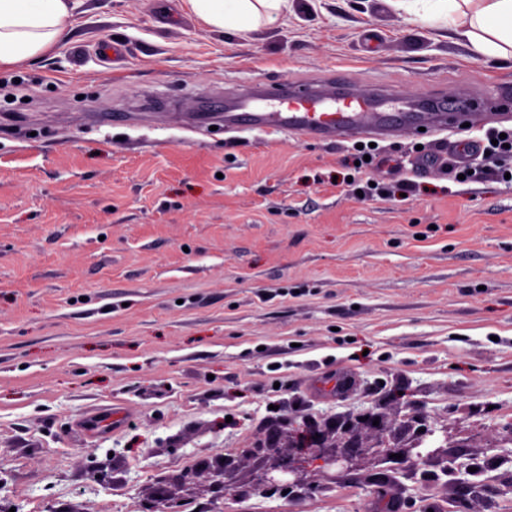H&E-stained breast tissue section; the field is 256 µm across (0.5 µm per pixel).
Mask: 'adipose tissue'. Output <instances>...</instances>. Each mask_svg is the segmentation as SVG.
Instances as JSON below:
<instances>
[{"label": "adipose tissue", "mask_w": 512, "mask_h": 512, "mask_svg": "<svg viewBox=\"0 0 512 512\" xmlns=\"http://www.w3.org/2000/svg\"><path fill=\"white\" fill-rule=\"evenodd\" d=\"M413 23L452 32L484 64L512 61V0H381ZM212 29L247 33L291 12L293 0H187ZM81 0H0V66L43 56L71 31Z\"/></svg>", "instance_id": "1"}]
</instances>
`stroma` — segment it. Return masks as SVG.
<instances>
[{
	"label": "stroma",
	"mask_w": 512,
	"mask_h": 512,
	"mask_svg": "<svg viewBox=\"0 0 512 512\" xmlns=\"http://www.w3.org/2000/svg\"><path fill=\"white\" fill-rule=\"evenodd\" d=\"M336 71L488 113L360 170L352 141L187 128ZM499 112L512 62L381 0H296L246 34L184 0H83L66 40L0 69V512H374L379 475L414 512L461 481L465 512H512V181L455 150ZM337 374L352 391H318ZM98 411L122 420L84 429ZM366 411L382 428L350 429ZM310 423L343 431L335 480L269 491Z\"/></svg>",
	"instance_id": "35a3bbf8"
}]
</instances>
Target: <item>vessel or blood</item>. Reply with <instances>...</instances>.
Returning a JSON list of instances; mask_svg holds the SVG:
<instances>
[{
	"label": "vessel or blood",
	"mask_w": 512,
	"mask_h": 512,
	"mask_svg": "<svg viewBox=\"0 0 512 512\" xmlns=\"http://www.w3.org/2000/svg\"><path fill=\"white\" fill-rule=\"evenodd\" d=\"M471 108V100L438 97L424 111L408 112L377 92L355 93L345 74L337 73L313 93L292 87L275 96L243 91L224 115V130L292 135L319 142L361 136L384 139L420 127L433 133H456L468 122Z\"/></svg>",
	"instance_id": "b4317fda"
}]
</instances>
